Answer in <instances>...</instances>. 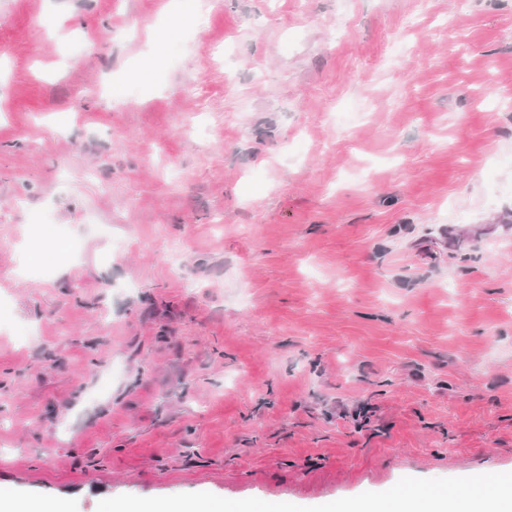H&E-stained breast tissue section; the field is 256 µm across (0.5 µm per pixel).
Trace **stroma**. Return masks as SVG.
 Instances as JSON below:
<instances>
[{
  "label": "stroma",
  "mask_w": 512,
  "mask_h": 512,
  "mask_svg": "<svg viewBox=\"0 0 512 512\" xmlns=\"http://www.w3.org/2000/svg\"><path fill=\"white\" fill-rule=\"evenodd\" d=\"M491 475L512 0H0V493L332 512Z\"/></svg>",
  "instance_id": "stroma-1"
}]
</instances>
